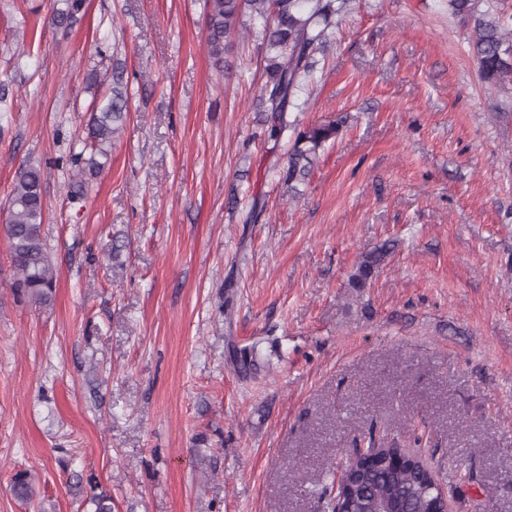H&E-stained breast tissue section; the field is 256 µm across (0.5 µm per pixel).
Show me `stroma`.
<instances>
[{"label":"stroma","instance_id":"35a3bbf8","mask_svg":"<svg viewBox=\"0 0 512 512\" xmlns=\"http://www.w3.org/2000/svg\"><path fill=\"white\" fill-rule=\"evenodd\" d=\"M82 3L63 32L61 0H0V225L40 166L58 271L35 305L0 233V512H87L95 485L112 512H328L373 426L452 512H512V89L480 80L470 26L447 0H352L296 113L348 124L292 197L261 20L219 68L206 0ZM116 67L130 112L74 199ZM389 243H384L375 250L365 252L361 255L354 272L350 275V285L352 288H366L367 283L373 276L378 267L385 261L393 247Z\"/></svg>","mask_w":512,"mask_h":512}]
</instances>
